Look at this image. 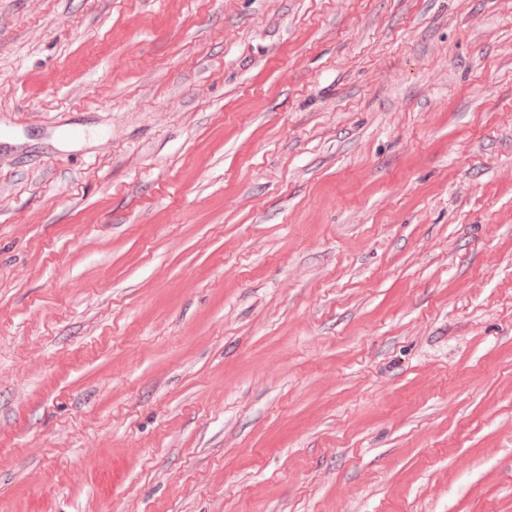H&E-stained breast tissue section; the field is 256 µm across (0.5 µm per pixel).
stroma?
<instances>
[{"label": "stroma", "mask_w": 512, "mask_h": 512, "mask_svg": "<svg viewBox=\"0 0 512 512\" xmlns=\"http://www.w3.org/2000/svg\"><path fill=\"white\" fill-rule=\"evenodd\" d=\"M0 512H512V0H0Z\"/></svg>", "instance_id": "35a3bbf8"}]
</instances>
